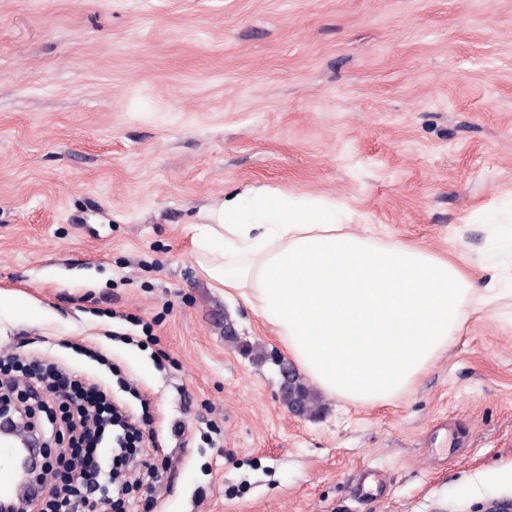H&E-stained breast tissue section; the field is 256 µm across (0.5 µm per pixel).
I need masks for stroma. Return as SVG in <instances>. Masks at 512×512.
Here are the masks:
<instances>
[{"mask_svg": "<svg viewBox=\"0 0 512 512\" xmlns=\"http://www.w3.org/2000/svg\"><path fill=\"white\" fill-rule=\"evenodd\" d=\"M512 258V0H0V356L97 381L159 475L124 512H488L512 502V325L472 313L413 385L293 417L281 351L192 225L249 190Z\"/></svg>", "mask_w": 512, "mask_h": 512, "instance_id": "stroma-1", "label": "stroma"}]
</instances>
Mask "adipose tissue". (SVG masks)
<instances>
[{"mask_svg":"<svg viewBox=\"0 0 512 512\" xmlns=\"http://www.w3.org/2000/svg\"><path fill=\"white\" fill-rule=\"evenodd\" d=\"M202 269L237 293L322 391L374 405L404 392L447 348L478 285L462 266L341 224L315 197L255 192L195 227Z\"/></svg>","mask_w":512,"mask_h":512,"instance_id":"adipose-tissue-1","label":"adipose tissue"}]
</instances>
